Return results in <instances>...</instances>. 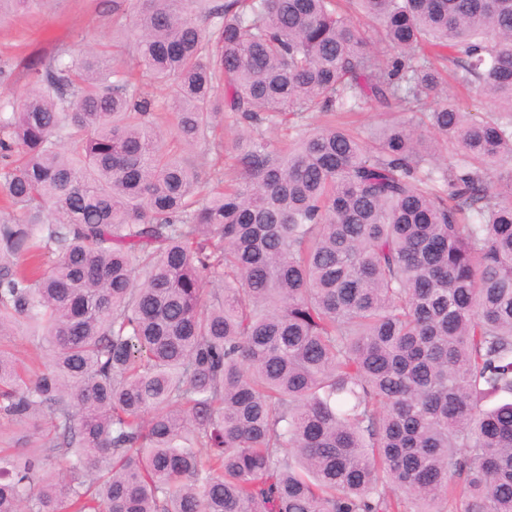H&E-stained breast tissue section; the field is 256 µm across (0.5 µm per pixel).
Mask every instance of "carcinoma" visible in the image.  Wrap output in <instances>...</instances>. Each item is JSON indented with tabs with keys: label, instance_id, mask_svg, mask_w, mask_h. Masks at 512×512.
<instances>
[{
	"label": "carcinoma",
	"instance_id": "1",
	"mask_svg": "<svg viewBox=\"0 0 512 512\" xmlns=\"http://www.w3.org/2000/svg\"><path fill=\"white\" fill-rule=\"evenodd\" d=\"M112 20L0 100V512H512V0ZM379 113L372 110H364L357 115L351 116L348 120L354 121L353 127H356L361 138L368 142L373 129L391 118L390 115H381ZM3 342L9 344L12 349L17 350L20 358L24 359L27 364L32 362L37 364L41 359V353L36 349L31 336H24L22 334L9 336Z\"/></svg>",
	"mask_w": 512,
	"mask_h": 512
}]
</instances>
